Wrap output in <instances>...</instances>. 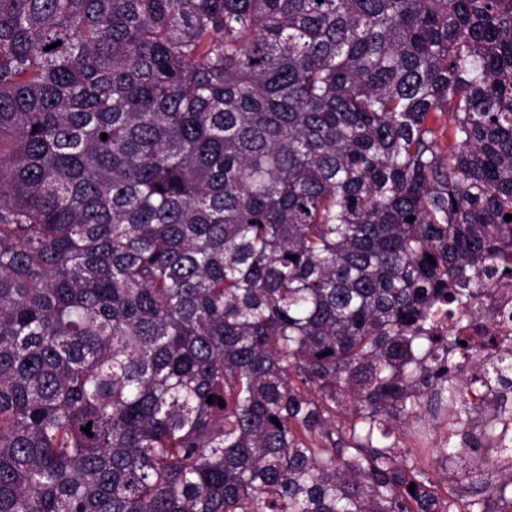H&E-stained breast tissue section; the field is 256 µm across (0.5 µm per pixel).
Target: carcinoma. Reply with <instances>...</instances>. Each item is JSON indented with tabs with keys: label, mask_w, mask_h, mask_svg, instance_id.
Here are the masks:
<instances>
[{
	"label": "carcinoma",
	"mask_w": 512,
	"mask_h": 512,
	"mask_svg": "<svg viewBox=\"0 0 512 512\" xmlns=\"http://www.w3.org/2000/svg\"><path fill=\"white\" fill-rule=\"evenodd\" d=\"M507 214L512 0H0V512H490L394 430Z\"/></svg>",
	"instance_id": "cac0c4a2"
}]
</instances>
